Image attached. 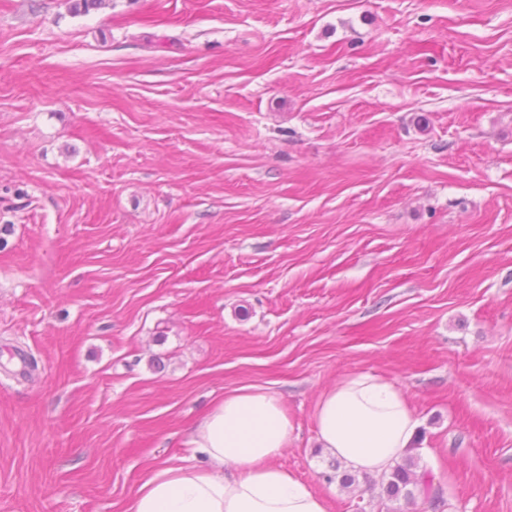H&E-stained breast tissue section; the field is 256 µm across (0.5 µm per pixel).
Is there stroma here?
<instances>
[{"mask_svg": "<svg viewBox=\"0 0 512 512\" xmlns=\"http://www.w3.org/2000/svg\"><path fill=\"white\" fill-rule=\"evenodd\" d=\"M0 0V512H130L258 385L329 512H512V0ZM402 388L439 508L317 446Z\"/></svg>", "mask_w": 512, "mask_h": 512, "instance_id": "1", "label": "stroma"}]
</instances>
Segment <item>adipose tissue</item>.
I'll return each instance as SVG.
<instances>
[{
	"mask_svg": "<svg viewBox=\"0 0 512 512\" xmlns=\"http://www.w3.org/2000/svg\"><path fill=\"white\" fill-rule=\"evenodd\" d=\"M317 440L354 471L402 460L419 421L402 389L370 373L339 379L318 397ZM292 425L278 399L248 385L224 396L185 438L202 464L162 465L141 483L131 512H328L326 499L274 465Z\"/></svg>",
	"mask_w": 512,
	"mask_h": 512,
	"instance_id": "obj_1",
	"label": "adipose tissue"
}]
</instances>
